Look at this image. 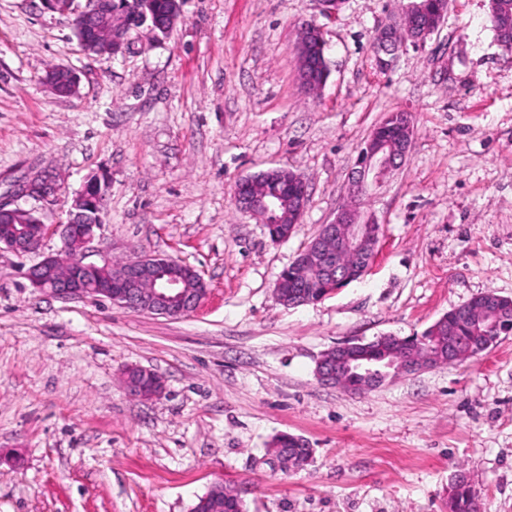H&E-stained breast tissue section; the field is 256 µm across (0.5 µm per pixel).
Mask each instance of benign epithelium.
Instances as JSON below:
<instances>
[{
	"mask_svg": "<svg viewBox=\"0 0 512 512\" xmlns=\"http://www.w3.org/2000/svg\"><path fill=\"white\" fill-rule=\"evenodd\" d=\"M84 12L90 16L87 28L96 33L104 27L112 29L111 41L100 47L91 44L89 52L96 51L104 56L125 50L128 35L123 16L109 7L102 8L98 0L87 3ZM398 46L399 41L392 28L379 31L376 49L380 66H389L387 56L394 54ZM407 152L406 147L397 152L387 151L379 142H369L356 161L352 193L367 195L381 187L400 167ZM283 178L285 175L281 173L266 170L240 179L234 190L237 206L255 215L266 228L273 229L280 223L277 212L283 208V199L286 198L291 204L290 216L294 217V223H299L308 199L306 181L297 175L288 184ZM35 187L41 191L37 198L43 200L60 190L54 178L40 173L20 180L15 194L28 196ZM101 203L99 184H87L75 200L66 222L56 225L55 231L62 241L61 252L44 257L28 269L27 278L31 285L59 298H104L114 306L137 313L173 318L193 313L207 295V284L202 280L196 288L187 287L177 272V267L183 265L179 260L163 255L137 254L118 266L112 265L109 259L100 264L86 261L87 255L93 251L96 230L103 224ZM376 224V218L371 214L362 216L360 208L347 204L341 206L334 220L322 226L310 251L295 260L294 268L314 265L337 290L360 279L367 272L379 242ZM46 233L44 224L39 226L35 235L25 227L5 228L0 230V249L4 247L16 254H27L39 248ZM275 296L288 306L310 303L305 293L288 290L282 278L276 283ZM358 347V342L348 341L324 352L316 364L318 381L344 388V373L354 372L362 377L361 386H376L436 366L437 355L418 350L406 357H390L372 363L355 353ZM125 386L144 400L164 393V380L146 368H128Z\"/></svg>",
	"mask_w": 512,
	"mask_h": 512,
	"instance_id": "1",
	"label": "benign epithelium"
}]
</instances>
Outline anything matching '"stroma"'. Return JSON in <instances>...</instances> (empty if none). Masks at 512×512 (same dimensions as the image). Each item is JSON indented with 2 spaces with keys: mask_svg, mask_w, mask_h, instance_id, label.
I'll return each mask as SVG.
<instances>
[{
  "mask_svg": "<svg viewBox=\"0 0 512 512\" xmlns=\"http://www.w3.org/2000/svg\"><path fill=\"white\" fill-rule=\"evenodd\" d=\"M406 0H181L168 35L141 27L125 54L87 57L71 17L0 0V198L46 173L40 252L0 250V512H191L215 483L245 512H448L465 473L480 512H512V335L481 355L360 393L322 385L321 354L345 340L418 336L494 291L512 297V53L488 0H448L425 47L380 69L378 30ZM328 43L329 77L304 92L303 22ZM72 69L76 94L46 84ZM391 112L414 127L404 164L365 198L381 226L363 279L289 307L280 273L350 200L351 173ZM287 167L309 201L271 241L238 210L239 179ZM105 193L92 262L180 259L208 293L182 318L33 288L27 268L62 246L51 227L91 179ZM156 372L132 397L127 367ZM312 450L281 470L276 437ZM15 194L16 196H28L33 193V187H38L41 191V194L37 195L38 199H48L49 197L55 196L60 190L59 184L53 177H50L47 174H36L33 176L25 177L20 180L15 185ZM125 386L131 394L144 400L164 393V380L146 368H128L125 372Z\"/></svg>",
  "mask_w": 512,
  "mask_h": 512,
  "instance_id": "35a3bbf8",
  "label": "stroma"
}]
</instances>
